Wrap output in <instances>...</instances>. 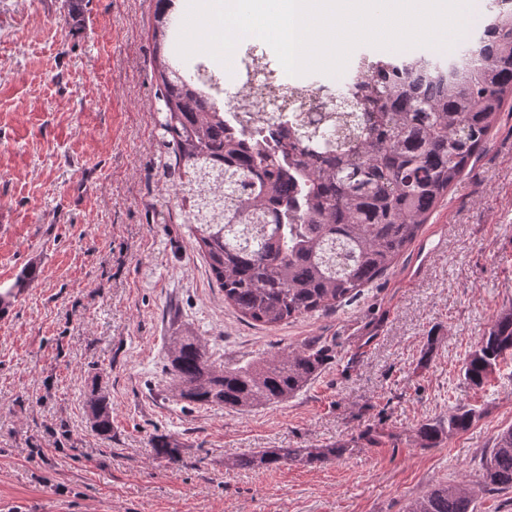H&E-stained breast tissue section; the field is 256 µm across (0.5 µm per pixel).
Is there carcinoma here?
Masks as SVG:
<instances>
[{"mask_svg":"<svg viewBox=\"0 0 512 512\" xmlns=\"http://www.w3.org/2000/svg\"><path fill=\"white\" fill-rule=\"evenodd\" d=\"M174 0H156L153 36L170 43ZM490 24L446 61L408 55L356 61L337 90L340 106L317 112L320 99L288 91L309 108L288 138L272 145L247 126L232 131L222 112L200 99L202 66L186 71L160 62L158 143L166 176L180 198V217L194 226L198 250L224 299L269 327L350 301L386 272L417 237L448 188L482 150L512 95V0H489ZM262 88L236 93L263 110L281 93L273 70ZM328 346L312 342L268 359L229 366L191 333L173 337L169 387L189 405L242 411L286 401L322 370ZM512 356V308L495 319L468 354L464 379L481 387ZM95 430L112 432V407L100 387L87 400ZM476 416L455 407L422 423L424 448L466 431ZM347 447L265 448L233 462L239 469L293 462L323 463ZM482 492L512 493V425L480 457L479 480L437 483L405 512H476Z\"/></svg>","mask_w":512,"mask_h":512,"instance_id":"cac0c4a2","label":"carcinoma"}]
</instances>
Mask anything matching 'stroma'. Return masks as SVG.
I'll return each mask as SVG.
<instances>
[{
  "instance_id": "stroma-1",
  "label": "stroma",
  "mask_w": 512,
  "mask_h": 512,
  "mask_svg": "<svg viewBox=\"0 0 512 512\" xmlns=\"http://www.w3.org/2000/svg\"><path fill=\"white\" fill-rule=\"evenodd\" d=\"M155 0H0V512H403L476 479L512 424V357L461 367L512 306V100L391 268L335 310L275 327L224 300L180 219L156 140ZM36 272L19 283L24 269ZM230 364L318 341L293 399L184 408L172 336ZM112 432L92 426V385ZM479 410L433 448L420 424ZM175 459L156 455L159 440ZM346 445L324 463L249 470L265 448Z\"/></svg>"
}]
</instances>
